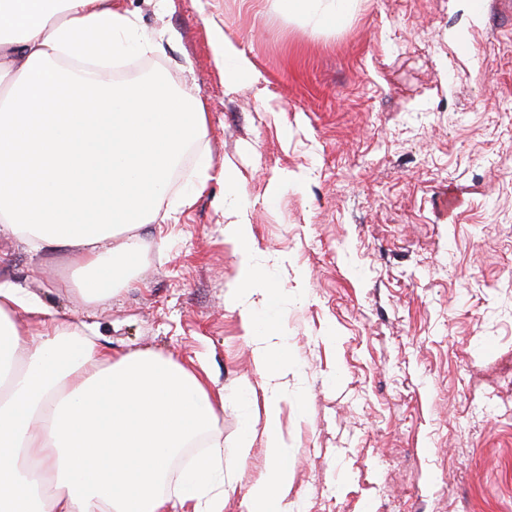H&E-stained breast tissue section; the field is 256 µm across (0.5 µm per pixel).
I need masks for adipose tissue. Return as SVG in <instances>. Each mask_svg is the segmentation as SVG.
Listing matches in <instances>:
<instances>
[{
  "label": "adipose tissue",
  "instance_id": "1",
  "mask_svg": "<svg viewBox=\"0 0 512 512\" xmlns=\"http://www.w3.org/2000/svg\"><path fill=\"white\" fill-rule=\"evenodd\" d=\"M316 25L340 22L352 0H279ZM113 0H0V233L33 252L76 251L74 282L108 299L143 252L138 226L156 221L167 173L187 141L205 134L199 97L154 81L117 85L77 68L88 52L151 53L157 41ZM224 82L252 64L221 29L212 34ZM36 317L38 328L16 316ZM276 321L253 328L264 392L268 473L245 488L246 512H289L288 441L280 426L287 366L272 367ZM18 362L0 391V512H224V450L195 457L172 493L158 485L171 460L224 410L208 375L151 351L112 353L69 321L46 317L15 284L0 282V364Z\"/></svg>",
  "mask_w": 512,
  "mask_h": 512
}]
</instances>
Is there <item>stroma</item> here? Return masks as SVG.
<instances>
[{
	"label": "stroma",
	"instance_id": "35a3bbf8",
	"mask_svg": "<svg viewBox=\"0 0 512 512\" xmlns=\"http://www.w3.org/2000/svg\"><path fill=\"white\" fill-rule=\"evenodd\" d=\"M161 51L162 74L200 97L206 136L165 197L209 180L168 223L142 225L131 281L90 302L76 255L0 234V281L87 326L116 352L206 369L224 393L210 438L252 425L243 481L272 462L246 300L224 228L252 226L253 263L286 329L295 512H512V0H354L320 27L277 0H121ZM221 26L256 72L235 88L211 42ZM461 207L443 217L442 198Z\"/></svg>",
	"mask_w": 512,
	"mask_h": 512
}]
</instances>
